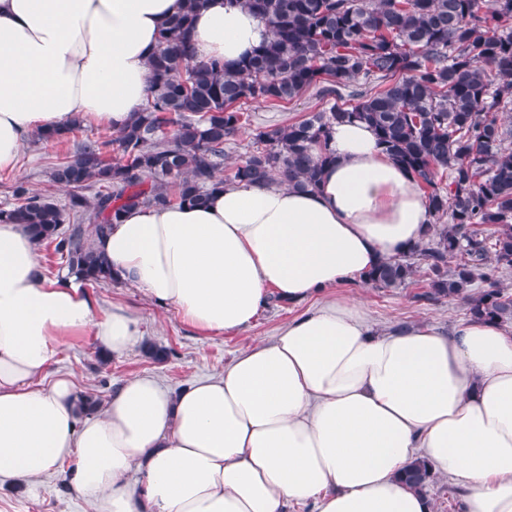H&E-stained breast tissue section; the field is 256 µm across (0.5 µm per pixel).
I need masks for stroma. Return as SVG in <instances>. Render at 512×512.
I'll use <instances>...</instances> for the list:
<instances>
[{"label":"stroma","mask_w":512,"mask_h":512,"mask_svg":"<svg viewBox=\"0 0 512 512\" xmlns=\"http://www.w3.org/2000/svg\"><path fill=\"white\" fill-rule=\"evenodd\" d=\"M321 106V101L311 91L286 104H251L244 113L239 134L226 149V166H233L242 158L254 129L288 125ZM71 147L68 141L45 143L29 137L17 169L0 172V205L10 203L11 187L20 179L31 189L47 190L57 200H65L66 190L51 186L49 171L55 158L65 155ZM425 290L426 282L421 276L413 284L390 289H378L356 278L330 289L329 294L359 298L370 320L385 328L416 322L445 330L469 320L470 314L462 301H428L423 297ZM92 294L101 309H109L115 303L130 308L144 330L141 343L103 364L96 356L97 348L91 337L70 338L62 343L50 371L71 374L79 387L104 400L124 380L136 375H154L176 391L194 380L221 374L235 354L271 339L302 312L301 307L274 302L261 311L249 328L235 334L206 336L184 322L173 308L157 305L140 288L130 284L96 287ZM152 345L167 349L165 361L157 362L148 357L146 349ZM0 512H90V507L71 493L67 469L61 466L42 479L37 493L21 488L1 489Z\"/></svg>","instance_id":"35a3bbf8"}]
</instances>
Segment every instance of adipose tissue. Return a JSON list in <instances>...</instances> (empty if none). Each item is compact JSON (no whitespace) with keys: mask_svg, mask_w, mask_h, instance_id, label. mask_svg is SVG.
Here are the masks:
<instances>
[{"mask_svg":"<svg viewBox=\"0 0 512 512\" xmlns=\"http://www.w3.org/2000/svg\"><path fill=\"white\" fill-rule=\"evenodd\" d=\"M182 5L0 0V171L32 133L127 125L158 32ZM270 37L239 0H207L192 27L204 62L236 63ZM329 148L316 190L228 184L113 225L99 248L120 280L204 334L244 330L273 300L314 307L219 376L175 393L133 376L99 413L70 374L47 371L73 336L127 352L138 318L100 312L75 277H41L28 230L0 224V484L33 493L64 464L95 512H432L403 479L423 460L463 491L464 512H512V327L380 330L356 299L325 297L424 242L433 221L368 125H335Z\"/></svg>","mask_w":512,"mask_h":512,"instance_id":"ef3b65f1","label":"adipose tissue"}]
</instances>
